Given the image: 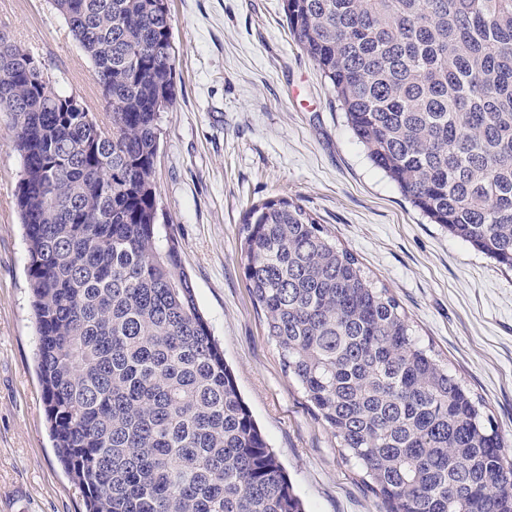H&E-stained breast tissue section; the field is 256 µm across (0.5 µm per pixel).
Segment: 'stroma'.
Wrapping results in <instances>:
<instances>
[{"instance_id":"stroma-1","label":"stroma","mask_w":512,"mask_h":512,"mask_svg":"<svg viewBox=\"0 0 512 512\" xmlns=\"http://www.w3.org/2000/svg\"><path fill=\"white\" fill-rule=\"evenodd\" d=\"M177 100L161 119L159 221L176 225L198 305L308 512H382L265 331L241 265L247 209L298 199L388 288L415 336L512 439V271L430 221L368 158L336 96L289 34L283 0H169ZM0 31L89 111L93 64L50 0H0ZM0 113V512H83L48 437L15 191Z\"/></svg>"}]
</instances>
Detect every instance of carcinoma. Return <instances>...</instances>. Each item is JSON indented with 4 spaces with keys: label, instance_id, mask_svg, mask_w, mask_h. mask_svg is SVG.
<instances>
[{
    "label": "carcinoma",
    "instance_id": "cac0c4a2",
    "mask_svg": "<svg viewBox=\"0 0 512 512\" xmlns=\"http://www.w3.org/2000/svg\"><path fill=\"white\" fill-rule=\"evenodd\" d=\"M94 66L100 122L17 41L13 122L39 378L85 512H306L158 222L176 101L164 0H52ZM371 161L425 217L512 271V0H284ZM241 261L284 373L384 512H512V450L389 291L298 201L246 212Z\"/></svg>",
    "mask_w": 512,
    "mask_h": 512
}]
</instances>
